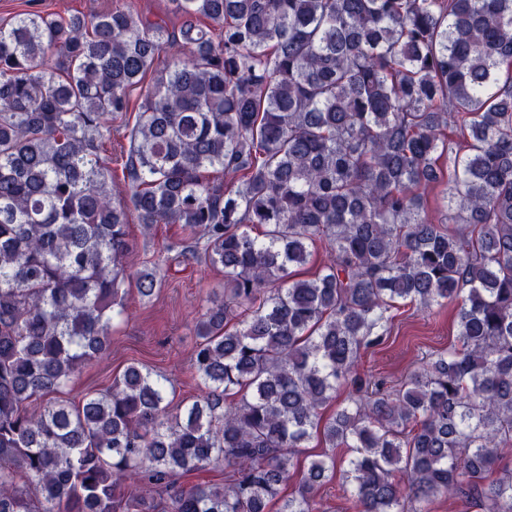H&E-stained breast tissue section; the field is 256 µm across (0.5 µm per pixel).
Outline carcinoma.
I'll use <instances>...</instances> for the list:
<instances>
[{
    "label": "carcinoma",
    "mask_w": 512,
    "mask_h": 512,
    "mask_svg": "<svg viewBox=\"0 0 512 512\" xmlns=\"http://www.w3.org/2000/svg\"><path fill=\"white\" fill-rule=\"evenodd\" d=\"M170 2L178 28L130 0L0 24V512H315L336 474L294 462L315 434L352 450L359 512H512V0ZM130 112L117 201L101 153ZM132 217L224 272L206 391L176 410L130 364L51 400L107 353L126 283L165 281L128 270ZM445 302L448 347L397 388L358 375L401 306Z\"/></svg>",
    "instance_id": "carcinoma-1"
}]
</instances>
